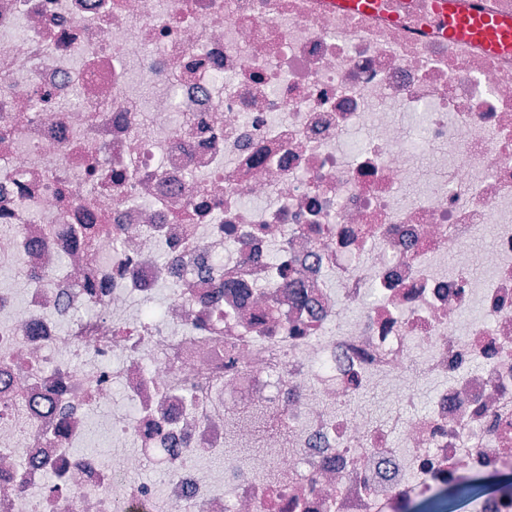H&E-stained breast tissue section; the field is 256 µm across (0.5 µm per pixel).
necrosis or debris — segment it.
<instances>
[{
  "label": "necrosis or debris",
  "mask_w": 512,
  "mask_h": 512,
  "mask_svg": "<svg viewBox=\"0 0 512 512\" xmlns=\"http://www.w3.org/2000/svg\"><path fill=\"white\" fill-rule=\"evenodd\" d=\"M0 267V512H403L512 467V59L430 0H0ZM441 383L442 380L436 378L417 379L418 399L414 407L415 413L421 414L428 410L431 399ZM400 411V405L380 389L358 394L350 404L343 408V413L347 416L363 413L377 419H386ZM74 452H94L111 460L112 448L109 447L104 422L97 414H91L88 419L87 433L73 448Z\"/></svg>",
  "instance_id": "necrosis-or-debris-1"
}]
</instances>
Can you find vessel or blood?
<instances>
[{
    "label": "vessel or blood",
    "instance_id": "obj_1",
    "mask_svg": "<svg viewBox=\"0 0 512 512\" xmlns=\"http://www.w3.org/2000/svg\"><path fill=\"white\" fill-rule=\"evenodd\" d=\"M433 9L455 43L498 57L512 56V15L484 11L478 0H434Z\"/></svg>",
    "mask_w": 512,
    "mask_h": 512
}]
</instances>
